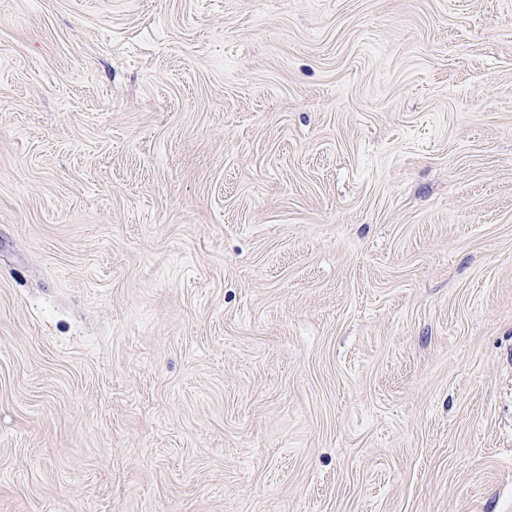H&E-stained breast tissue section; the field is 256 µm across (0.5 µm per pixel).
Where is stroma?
I'll return each instance as SVG.
<instances>
[{
    "instance_id": "35a3bbf8",
    "label": "stroma",
    "mask_w": 512,
    "mask_h": 512,
    "mask_svg": "<svg viewBox=\"0 0 512 512\" xmlns=\"http://www.w3.org/2000/svg\"><path fill=\"white\" fill-rule=\"evenodd\" d=\"M0 512H512V0H0Z\"/></svg>"
}]
</instances>
